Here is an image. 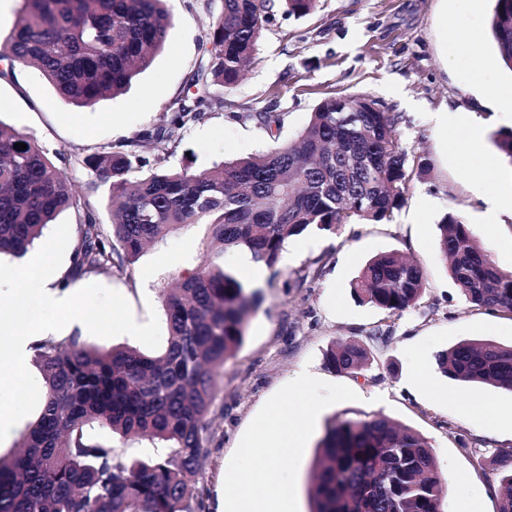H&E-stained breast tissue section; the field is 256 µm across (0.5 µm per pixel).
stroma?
<instances>
[{
    "label": "stroma",
    "instance_id": "stroma-1",
    "mask_svg": "<svg viewBox=\"0 0 512 512\" xmlns=\"http://www.w3.org/2000/svg\"><path fill=\"white\" fill-rule=\"evenodd\" d=\"M493 0H319L309 15L287 16L275 4L274 21L260 39L253 64L233 89H215L200 123L175 134L164 147L143 142L141 154L163 157L166 166L193 174L214 164L265 150L270 139L255 118L259 112L283 115L281 141L296 137L326 96L366 95L398 118L400 143L416 169L401 208L382 223L343 224L332 233H305L289 240L294 256L278 260L261 284L262 304L251 318L245 341L218 378L210 414V454L195 478L202 512H222L236 495L243 468L241 444L255 430L281 428L296 414L293 381L309 370L318 381L313 399L321 413L306 446L285 460L295 476L298 512H310L309 486L316 446L331 419H365L382 414L421 434L434 450L446 495L477 496L479 512H498L500 491L491 470L481 465L494 448H512V391L487 384H461L440 374L437 352L469 339L512 345V316L470 308L453 284L438 247V226L448 214L460 215L504 272H512V220L481 223L486 197L512 187V161L495 144V134L512 122L494 112L482 92L491 87L512 95V70L490 41L465 44L460 29L487 25ZM166 45L140 73L129 91L91 108L58 96L34 68L11 65L0 54V69L15 78L0 80V122L30 136L71 183L77 200L91 201L102 224L112 222L111 190L83 163L157 123L183 95L202 56L222 0H170ZM454 26H446V18ZM447 123H440V111ZM470 116L485 128L480 149L448 141L450 126ZM496 162V180L484 176ZM396 251L417 261L425 289L415 308L389 319L357 302L351 283L372 256ZM234 252L207 244V227L194 224L171 232L147 247L127 272L95 269L68 280L70 259L57 270L68 289L98 283L121 293L137 322L149 311L164 315L162 291L172 278L197 267L232 265ZM391 328L387 342L370 340L375 329ZM357 339L369 352L356 375L329 369L325 354L335 342ZM426 380L414 384L416 371ZM479 412H471L472 404ZM497 419L495 436L483 431ZM87 436L108 443L128 457H158L167 443L125 440L94 426ZM473 438L462 448L459 436ZM465 476L468 487L456 485Z\"/></svg>",
    "mask_w": 512,
    "mask_h": 512
}]
</instances>
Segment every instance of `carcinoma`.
Listing matches in <instances>:
<instances>
[{
    "label": "carcinoma",
    "mask_w": 512,
    "mask_h": 512,
    "mask_svg": "<svg viewBox=\"0 0 512 512\" xmlns=\"http://www.w3.org/2000/svg\"><path fill=\"white\" fill-rule=\"evenodd\" d=\"M167 0H23L5 51L33 65L80 108L122 94L161 50ZM308 15L317 0H284ZM271 0H222V11L188 85L152 129L85 160L110 182L112 229L81 206L70 277L108 266L125 270L152 242L192 224L209 226L219 251H243L272 268L284 244L306 232L356 221L381 223L400 207L412 179L395 115L364 95H329L296 138L280 141L283 117L259 112L266 151L200 174L160 167L134 150L166 143L203 119L211 89L234 88L272 20ZM490 32L512 69V0H495ZM27 145L17 150L14 144ZM76 205L57 166L29 137L0 123V255L24 256L55 216ZM439 246L460 295L475 309L512 315V273L499 269L457 214L440 224ZM354 296L393 317L417 305L422 268L396 252L372 257L351 284ZM261 301L234 269L208 264L164 291L168 339L145 354L88 344L78 332L32 346L44 391L41 411L11 452L0 454V512H196L192 479L208 455V414L218 376L233 358ZM369 361L351 339L332 346L329 368L357 374ZM462 383L512 390V346L473 339L435 356ZM97 425L122 437L159 439L172 452L125 458L94 442ZM498 512H512V471L498 473ZM311 512H444L433 448L386 416L328 423L313 463Z\"/></svg>",
    "instance_id": "cac0c4a2"
}]
</instances>
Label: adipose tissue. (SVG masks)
Here are the masks:
<instances>
[{"mask_svg": "<svg viewBox=\"0 0 512 512\" xmlns=\"http://www.w3.org/2000/svg\"><path fill=\"white\" fill-rule=\"evenodd\" d=\"M316 415V409H309L289 419L275 436L260 431L242 446L241 455L251 465L228 512H293L291 478L281 474V462L308 440Z\"/></svg>", "mask_w": 512, "mask_h": 512, "instance_id": "obj_1", "label": "adipose tissue"}]
</instances>
